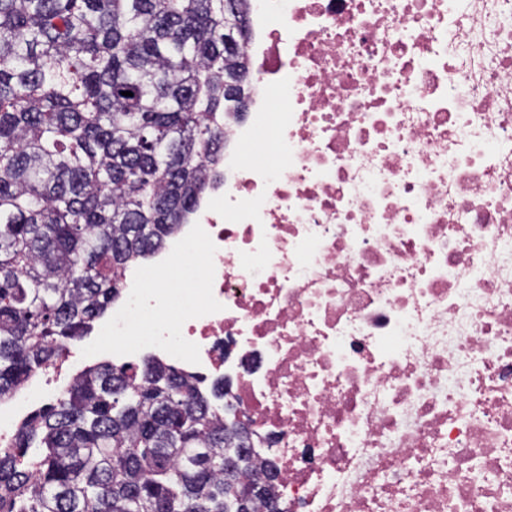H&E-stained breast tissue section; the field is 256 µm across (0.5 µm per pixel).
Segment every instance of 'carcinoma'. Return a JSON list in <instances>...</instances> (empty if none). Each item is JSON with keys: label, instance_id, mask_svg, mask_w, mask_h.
Returning <instances> with one entry per match:
<instances>
[{"label": "carcinoma", "instance_id": "carcinoma-1", "mask_svg": "<svg viewBox=\"0 0 512 512\" xmlns=\"http://www.w3.org/2000/svg\"><path fill=\"white\" fill-rule=\"evenodd\" d=\"M242 2L0 0V402L90 333L208 188L224 78L247 69ZM223 397L153 358L85 368L0 448V512H226L228 449L237 488L256 483Z\"/></svg>", "mask_w": 512, "mask_h": 512}]
</instances>
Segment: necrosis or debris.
Returning a JSON list of instances; mask_svg holds the SVG:
<instances>
[{
  "label": "necrosis or debris",
  "mask_w": 512,
  "mask_h": 512,
  "mask_svg": "<svg viewBox=\"0 0 512 512\" xmlns=\"http://www.w3.org/2000/svg\"><path fill=\"white\" fill-rule=\"evenodd\" d=\"M248 4L217 181L0 446L149 353L231 380L280 512H512V0Z\"/></svg>",
  "instance_id": "obj_1"
}]
</instances>
